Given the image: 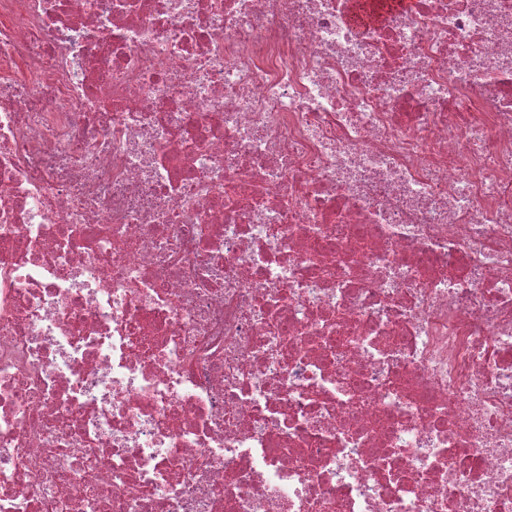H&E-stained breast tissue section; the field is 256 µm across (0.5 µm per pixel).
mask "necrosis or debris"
<instances>
[{
  "mask_svg": "<svg viewBox=\"0 0 512 512\" xmlns=\"http://www.w3.org/2000/svg\"><path fill=\"white\" fill-rule=\"evenodd\" d=\"M0 0V512H512V0Z\"/></svg>",
  "mask_w": 512,
  "mask_h": 512,
  "instance_id": "necrosis-or-debris-1",
  "label": "necrosis or debris"
}]
</instances>
